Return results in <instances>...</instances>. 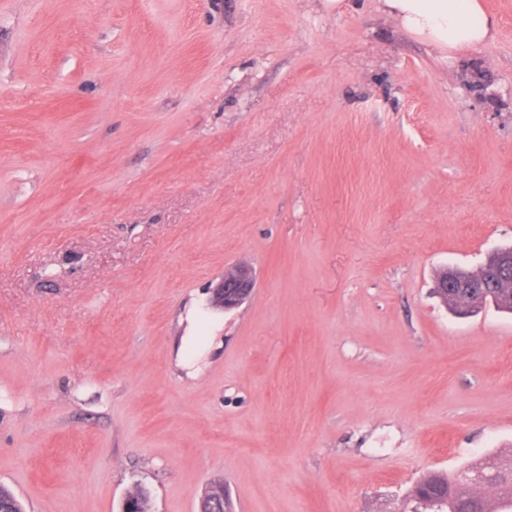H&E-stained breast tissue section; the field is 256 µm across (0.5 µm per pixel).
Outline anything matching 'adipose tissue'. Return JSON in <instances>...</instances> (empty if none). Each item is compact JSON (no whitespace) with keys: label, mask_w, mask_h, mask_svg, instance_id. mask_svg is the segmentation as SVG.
Segmentation results:
<instances>
[{"label":"adipose tissue","mask_w":512,"mask_h":512,"mask_svg":"<svg viewBox=\"0 0 512 512\" xmlns=\"http://www.w3.org/2000/svg\"><path fill=\"white\" fill-rule=\"evenodd\" d=\"M385 13L420 41L453 53L493 40L496 22L479 0H380Z\"/></svg>","instance_id":"adipose-tissue-1"}]
</instances>
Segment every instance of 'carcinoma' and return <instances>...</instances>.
I'll use <instances>...</instances> for the list:
<instances>
[{"mask_svg": "<svg viewBox=\"0 0 512 512\" xmlns=\"http://www.w3.org/2000/svg\"><path fill=\"white\" fill-rule=\"evenodd\" d=\"M490 485L496 496L492 510L474 486ZM479 500V512H512V455H500L491 466L464 463L450 472L433 473L415 486L411 512H468L467 503ZM0 512H24L22 502L0 485Z\"/></svg>", "mask_w": 512, "mask_h": 512, "instance_id": "cac0c4a2", "label": "carcinoma"}]
</instances>
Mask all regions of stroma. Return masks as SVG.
<instances>
[{
  "mask_svg": "<svg viewBox=\"0 0 512 512\" xmlns=\"http://www.w3.org/2000/svg\"><path fill=\"white\" fill-rule=\"evenodd\" d=\"M0 0V484L26 512H404L512 450V0ZM256 287L212 304L224 271ZM378 1L411 35L442 52L484 46L496 33V21L478 0ZM480 271L479 280H475L469 275L477 277ZM483 277L494 279L495 288L507 290L509 303H498V310L511 314L512 246L495 249L476 272L467 271L466 273L458 267H448L446 275L438 280V292L445 300L449 299L451 301L453 311L463 315L472 314L476 311L477 304L473 301L474 292L472 288H479L478 282Z\"/></svg>",
  "mask_w": 512,
  "mask_h": 512,
  "instance_id": "1",
  "label": "stroma"
}]
</instances>
